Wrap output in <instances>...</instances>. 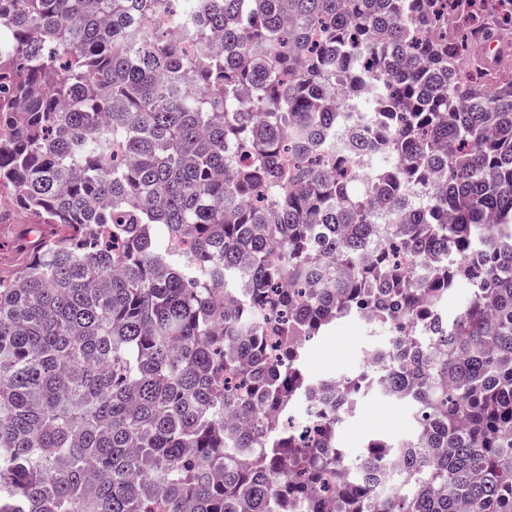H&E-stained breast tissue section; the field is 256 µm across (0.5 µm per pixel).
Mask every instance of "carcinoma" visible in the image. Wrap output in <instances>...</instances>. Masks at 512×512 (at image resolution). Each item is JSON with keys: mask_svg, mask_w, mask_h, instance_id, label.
I'll list each match as a JSON object with an SVG mask.
<instances>
[{"mask_svg": "<svg viewBox=\"0 0 512 512\" xmlns=\"http://www.w3.org/2000/svg\"><path fill=\"white\" fill-rule=\"evenodd\" d=\"M173 3L0 0V512H512V0ZM385 337L355 319L336 321L326 334L308 344L306 365L315 378L356 374L362 369L366 350L381 344ZM413 415L410 405L370 393L360 399L352 414L346 416L340 428L339 445L356 455L364 442L374 435L385 436L394 443L405 441L412 434Z\"/></svg>", "mask_w": 512, "mask_h": 512, "instance_id": "carcinoma-1", "label": "carcinoma"}]
</instances>
